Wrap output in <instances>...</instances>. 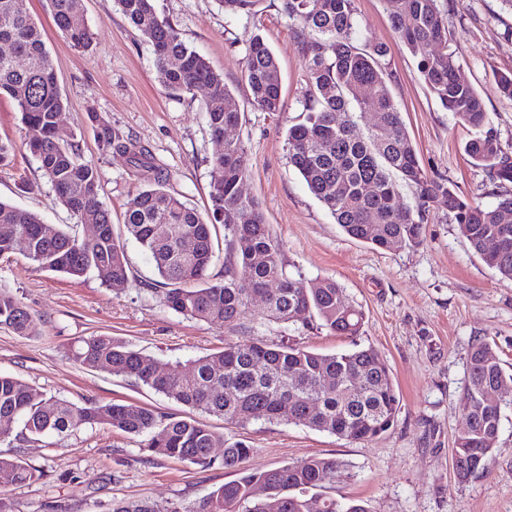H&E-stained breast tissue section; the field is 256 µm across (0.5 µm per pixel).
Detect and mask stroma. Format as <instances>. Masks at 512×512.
Returning <instances> with one entry per match:
<instances>
[{"instance_id":"obj_1","label":"stroma","mask_w":512,"mask_h":512,"mask_svg":"<svg viewBox=\"0 0 512 512\" xmlns=\"http://www.w3.org/2000/svg\"><path fill=\"white\" fill-rule=\"evenodd\" d=\"M93 33L89 47H73L54 27L46 0H27L52 59L65 110L60 124L86 161L101 175L100 199L112 213L115 233L124 231L130 196L144 182L126 159L102 150L101 126L147 146L167 168L169 190L206 211L211 162L221 145L205 118L203 92L179 96L158 80L154 53L116 10L113 0H80ZM161 18L224 76L240 121L233 135L246 149L250 175L244 190L256 199L279 244L288 274L306 280L330 277L361 306L359 335L280 325L263 318L261 298H249L236 329L187 320L151 295L154 262L134 239L125 247L131 277L127 291L113 294L96 274L74 279L45 271L22 254L0 261V285L11 288L39 318V334L20 336L0 328V372L19 377L46 396L75 403H135L165 414L189 409L154 390L74 362L70 349L82 338L109 335L168 367L223 349L226 342L257 338L275 343L287 336L301 346L334 354L371 346L385 357L400 395L394 424L383 434L352 442L304 426L257 422L240 428L202 415L228 441L253 450L241 469L275 468L313 455L344 462L340 481L326 495L360 502L367 512H512V410L487 471L468 481L454 477L452 448L464 428L461 399L468 384V354L480 341L497 345L512 371V281L502 279L473 252L445 202L425 216L417 246L377 248L348 237L310 193L288 162L287 131L301 122L306 92L304 62L295 29L281 0H262L256 14L226 15L218 0H154ZM448 11V50L459 74L481 93L491 125L512 152V100L494 77L512 71V9L503 0H442ZM359 42H383L393 101L416 146L428 178L445 179L480 205L490 207L499 189L469 162L463 147L469 131L444 110L417 70V59L392 31L385 0H354ZM262 36L280 69L281 111H262L244 78L246 50ZM31 132L14 102L0 97V142L12 145L0 165V198L41 216L57 228L72 223L26 143ZM140 436L98 426L68 437L49 435L22 448L0 443L46 469L43 480L0 490V512H110L113 501L192 506L237 473L225 469L222 449L204 468L151 456Z\"/></svg>"}]
</instances>
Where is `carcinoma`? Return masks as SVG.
<instances>
[{
	"mask_svg": "<svg viewBox=\"0 0 512 512\" xmlns=\"http://www.w3.org/2000/svg\"><path fill=\"white\" fill-rule=\"evenodd\" d=\"M260 2L219 0L230 16L251 15ZM387 2L391 27L418 59L423 82L441 106L469 129L465 153L503 188L498 202L483 207L454 187L427 177L390 93L385 45L357 42L354 0H282L297 31L316 35L301 44L307 81L302 101L305 120L288 129L289 162L349 237L378 248H388L395 240L421 244L426 209L447 200L450 220L471 249L502 278L512 280V192L506 189L512 184V155L491 127L481 93L459 78V63L448 51V18L440 0ZM115 3L151 44L159 81L167 90L192 95L198 85L209 88L205 116L212 136L238 124L239 113L224 76L191 48L177 28L158 16L154 0ZM48 5L64 38L78 48L91 44L93 34L79 0H48ZM0 43L11 51L9 56L0 54V95L12 99L22 123L41 135L39 144L27 143L29 151L39 159L59 203L79 223L99 228L92 238L62 227L48 236L38 214L0 200V260L11 258L14 240L23 237L24 257L38 267L70 277L106 269L108 277L102 283L121 294L130 283L124 243L115 235L111 213L100 200L98 168L82 159L78 145L58 133V117L65 105L27 0H0ZM244 76L261 110H282L278 63L260 36L246 51ZM367 86L372 94L365 99L362 92ZM356 109L377 113L379 126L365 136L358 133ZM100 137L103 150L125 156L131 167L146 175L145 186L126 204L124 226L154 261L160 281L151 292L163 307L188 319L235 327L248 298L260 292L267 297L264 319L269 322L300 321L307 327L317 320L337 336L359 334L364 314L336 280L307 281L286 272L257 201L240 192L249 174L241 142L225 145L224 152L213 158L210 205L202 214L167 190L168 173L146 148L107 126ZM399 180L416 187V207L399 203ZM367 183L375 185L371 195L363 192ZM216 223L230 234V257L224 280L214 282L208 271L216 258L211 233ZM492 238L500 244L496 256L485 253V243ZM2 326L20 336L38 334L35 317L10 288L0 285ZM72 356L89 369L130 378L192 410L240 427L285 415L293 425L365 441L392 426L400 404L386 360L371 346L327 355L284 341H229L224 349L192 360V375L187 377L176 366L155 372L153 358L107 335L80 340ZM328 378L335 382L330 389L325 385ZM492 385L512 387V373L504 368L496 346L481 342L470 351L469 384L462 399L466 427L455 437L452 453L460 481L488 469L503 409L512 405V394L499 406L485 404L482 390ZM96 425L145 437L144 450L155 456L200 466L211 464L212 449L222 448L224 468L236 471L253 451L243 441L224 440L190 416L159 414L133 403L79 405L47 398L38 388L0 373V442L22 445ZM344 472L342 461L313 455L274 469L243 472L192 508L114 500L110 512H367L359 503L320 491ZM44 474L42 467L0 455L1 490L30 484ZM259 485L268 487L271 496L255 497L253 490Z\"/></svg>",
	"mask_w": 512,
	"mask_h": 512,
	"instance_id": "cac0c4a2",
	"label": "carcinoma"
}]
</instances>
